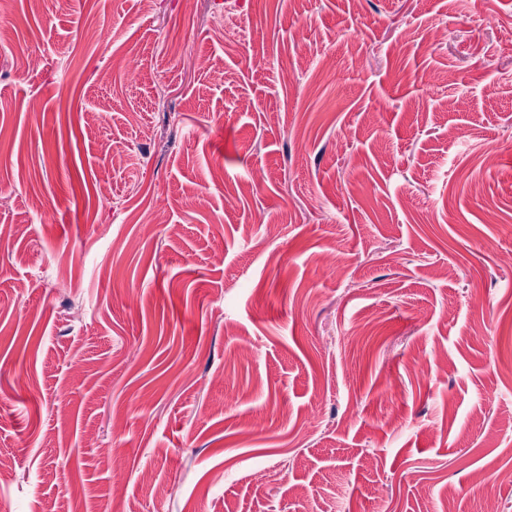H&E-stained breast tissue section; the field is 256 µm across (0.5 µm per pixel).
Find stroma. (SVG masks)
<instances>
[{
	"label": "stroma",
	"instance_id": "1",
	"mask_svg": "<svg viewBox=\"0 0 512 512\" xmlns=\"http://www.w3.org/2000/svg\"><path fill=\"white\" fill-rule=\"evenodd\" d=\"M1 27L0 512H512V0Z\"/></svg>",
	"mask_w": 512,
	"mask_h": 512
}]
</instances>
